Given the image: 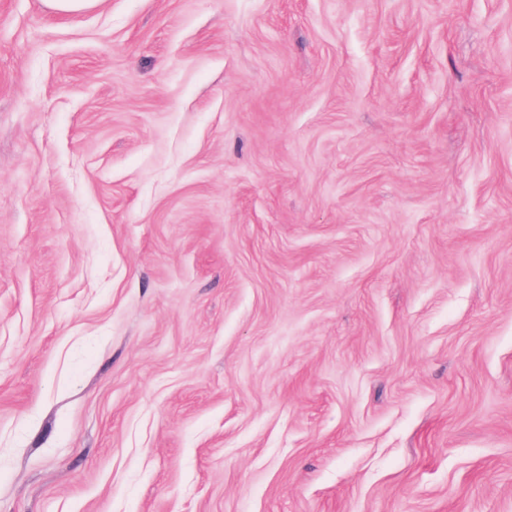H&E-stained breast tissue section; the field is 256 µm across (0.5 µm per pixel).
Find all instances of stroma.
Wrapping results in <instances>:
<instances>
[{"label": "stroma", "mask_w": 512, "mask_h": 512, "mask_svg": "<svg viewBox=\"0 0 512 512\" xmlns=\"http://www.w3.org/2000/svg\"><path fill=\"white\" fill-rule=\"evenodd\" d=\"M0 512H512V0H0ZM45 6L56 14H76L90 11L97 7L101 0H43Z\"/></svg>", "instance_id": "1"}]
</instances>
